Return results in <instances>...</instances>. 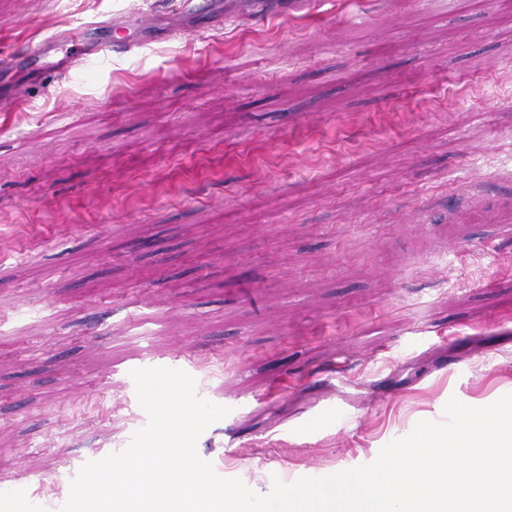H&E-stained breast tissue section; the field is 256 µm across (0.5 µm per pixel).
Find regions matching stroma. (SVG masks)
Masks as SVG:
<instances>
[{
    "label": "stroma",
    "mask_w": 512,
    "mask_h": 512,
    "mask_svg": "<svg viewBox=\"0 0 512 512\" xmlns=\"http://www.w3.org/2000/svg\"><path fill=\"white\" fill-rule=\"evenodd\" d=\"M0 0V57L158 13L136 55L0 73V485L144 426L180 358L232 410L197 451L259 494L512 394V0ZM347 397L348 428L305 437ZM333 416H336V423H344L346 419L349 417V414L347 410L339 402H336V407L330 405L322 411L309 415L305 419L303 431L309 434L316 433L317 431L320 430V422L325 417Z\"/></svg>",
    "instance_id": "stroma-1"
}]
</instances>
